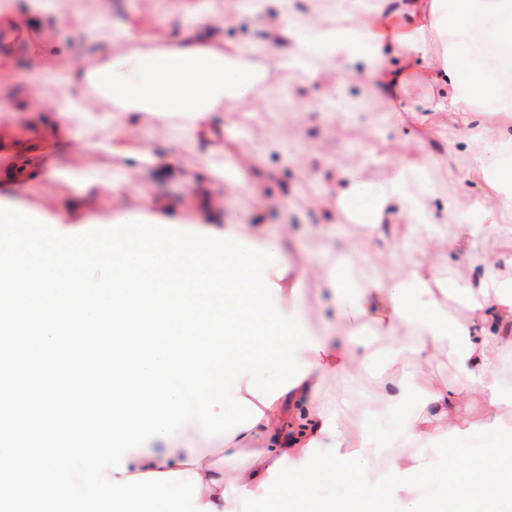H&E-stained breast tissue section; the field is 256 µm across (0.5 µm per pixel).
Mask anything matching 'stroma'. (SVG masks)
Returning <instances> with one entry per match:
<instances>
[{
	"instance_id": "stroma-1",
	"label": "stroma",
	"mask_w": 512,
	"mask_h": 512,
	"mask_svg": "<svg viewBox=\"0 0 512 512\" xmlns=\"http://www.w3.org/2000/svg\"><path fill=\"white\" fill-rule=\"evenodd\" d=\"M97 8L98 0H85L83 12L72 16L66 24L50 22L28 30L27 34L13 35L14 62L11 67L0 69V99L19 101L33 93L46 103L55 99L60 93L59 87L36 84L28 45L43 38L59 48L86 54L79 34L93 19ZM115 9L124 21L130 13H137L141 23L148 27H172L177 22L172 13V0H116ZM281 82L287 87L289 97L299 105V113L285 112L280 96L272 89L261 87L249 102L247 113L242 115L237 132L245 144L285 141L291 148L290 158L271 152L262 159V169L276 171L277 179L264 186L269 203L259 230L250 231L249 236L254 239L262 232L286 235L288 261L284 264L273 261L268 274L274 279L283 274L289 282L298 283L297 293L281 297L280 302L299 310L309 332L319 336L335 328L333 307L329 295L316 288L305 272L330 262L332 245L340 239L358 236L361 229L355 224L337 223L335 202L318 208L307 204L305 195L311 178L331 180L332 172L327 163L339 156L355 164L369 151L390 156H414L433 148L449 166L463 171L470 166L473 151L463 143L459 127L434 116L422 126L412 123L374 126L371 117L390 111L392 103L390 98L379 96L369 86L352 84L347 87L348 96L360 104L361 109L348 119L335 121L313 113L318 101L332 90L335 77L326 76L309 83L300 81L296 73L288 71L282 74ZM126 176L132 186L128 194L117 200L103 189L92 202L90 214L97 221L113 220L122 211L137 209L139 192L143 189L175 199L189 191L185 185L152 181L136 169L127 171ZM74 190L71 182L59 180L39 179L21 187L4 184L0 186V204H18L38 214L47 211L56 200L73 194ZM428 371L459 390L458 419L473 424L480 421L484 397L458 372L447 350L436 353ZM376 393L377 386L367 371H354L329 381L323 392L324 399L329 402L340 396L346 398L355 419L368 432L375 447L387 439L398 440L405 428V416L400 408L373 409ZM497 439V434L476 431L463 438L460 444L443 442L427 448L431 487L443 489L456 476L482 467L485 449L492 447Z\"/></svg>"
}]
</instances>
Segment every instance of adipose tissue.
<instances>
[{"mask_svg":"<svg viewBox=\"0 0 512 512\" xmlns=\"http://www.w3.org/2000/svg\"><path fill=\"white\" fill-rule=\"evenodd\" d=\"M335 22L316 13H302L297 0H236L244 14L266 12L275 5L277 16L258 43L225 47L224 25L204 0H177L180 25L174 32L162 29L145 33L129 23L113 29L108 12L98 13L85 29L87 43L101 34L114 42H137L140 50L126 55L100 53L91 67L71 56L41 69L43 80L62 87L51 104L30 98L25 107L0 101L7 116L26 110L37 115L34 134L18 136L10 123H0V151L11 154L13 163L1 178L23 185L34 179H66L57 166H45L41 157L46 143L59 151L87 145L90 152L119 158L108 185L121 198L129 184L127 167L150 171L161 178L181 179L179 146L186 141L201 144L209 153L226 155V169H205L191 181L184 201L193 210L195 226L206 231L233 233V224L216 223L224 209L212 193L217 181L231 178L235 188L247 192L257 207L267 201L258 189L259 165L268 145L238 147L225 152L233 140L238 115L257 84L270 81L277 71L291 70L312 81L325 73L338 83L359 81L386 94H396L409 77L446 87L445 95L426 102L400 104L401 112L424 122L433 112L450 123L469 125L495 121L497 140L485 142L474 155L466 174L443 167L433 155L389 161V172L380 181L370 177L378 156L366 155L359 167L336 166L333 190L343 216H351L364 229L357 241H346L327 272L322 287L334 297L339 323L352 325L373 314L382 333L397 334L412 328L414 340L386 351L364 342L354 348L320 338L319 350L301 349L300 361L309 368L295 387L264 408L254 427L224 436V461L216 463L197 448L176 438H155L125 457L130 476L183 472L195 487V512H255L257 502L275 497L280 512H293L305 487L318 471L339 470L349 458L365 461L373 450L366 433L354 420L345 399L326 403L321 393L330 380L349 373L354 365L374 368L379 390L377 403L400 404L407 390H415L421 412L405 423L410 449L391 456L385 490L364 497L320 505L318 512H383L385 493L421 480L430 464L418 455V442L458 439L468 433L455 417L458 391L434 380L426 371L440 345H447L460 373L485 398V417L479 425L487 432L512 430V394L498 379L497 353L512 345V253L493 261L478 257L486 230L512 228V181L504 165V153L512 148V85L503 78L512 73V0H332ZM84 0H0V30L12 32L49 20L63 21L81 13ZM441 38V50L430 55L428 35ZM405 58L410 67L399 72L390 57ZM498 59L496 69L474 67V60ZM92 95H85V88ZM110 102V109L98 106ZM158 119L173 120L170 147L155 150L146 133ZM98 129L102 138L85 144L86 130ZM443 168L444 181L460 185L453 196L428 172ZM99 181L85 176L73 196L61 199L48 211L59 229H79L89 224V203ZM480 208L485 221L473 223L471 212ZM400 216L408 223V237L427 260L408 272L392 274L382 252L388 245L386 218ZM474 254L469 277L461 282L439 277L438 267L456 265L461 252ZM357 266L365 272L359 295H350L346 273ZM453 300L458 314L447 317L443 304ZM412 363L409 379L386 372V365ZM297 404L299 427L275 428L285 402ZM512 458V444L501 442L486 456L480 474L467 484L453 483L441 495L417 494L416 512H437L435 500L455 499L473 492L501 488L498 459Z\"/></svg>","mask_w":512,"mask_h":512,"instance_id":"1","label":"adipose tissue"}]
</instances>
